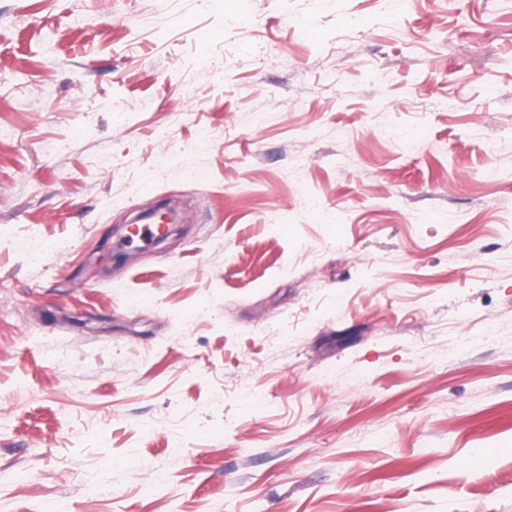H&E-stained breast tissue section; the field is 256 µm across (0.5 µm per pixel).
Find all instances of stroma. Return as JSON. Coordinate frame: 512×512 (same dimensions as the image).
I'll list each match as a JSON object with an SVG mask.
<instances>
[{"label": "stroma", "mask_w": 512, "mask_h": 512, "mask_svg": "<svg viewBox=\"0 0 512 512\" xmlns=\"http://www.w3.org/2000/svg\"><path fill=\"white\" fill-rule=\"evenodd\" d=\"M49 503L512 512V0H0V512Z\"/></svg>", "instance_id": "1"}]
</instances>
